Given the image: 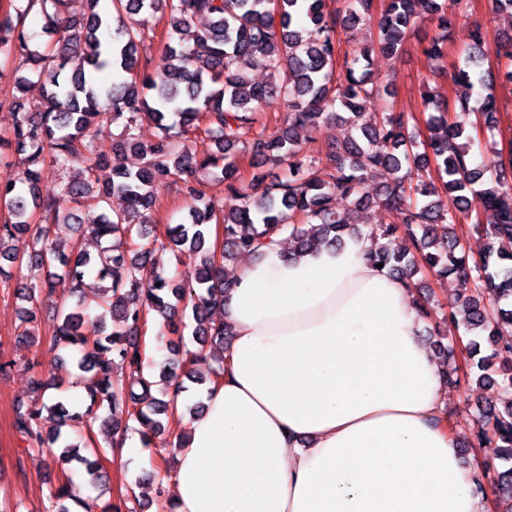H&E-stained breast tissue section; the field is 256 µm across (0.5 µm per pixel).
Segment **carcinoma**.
I'll return each mask as SVG.
<instances>
[{
  "label": "carcinoma",
  "instance_id": "carcinoma-1",
  "mask_svg": "<svg viewBox=\"0 0 512 512\" xmlns=\"http://www.w3.org/2000/svg\"><path fill=\"white\" fill-rule=\"evenodd\" d=\"M0 7V58L19 61L29 76L42 81V102L30 105L18 92L29 76L15 80V93L0 97V109L13 115L8 135L0 137V258L18 265L30 264L46 271L41 281L16 286V298L31 302L36 294L61 287L75 299L53 319L49 349L74 350L79 357L72 367L55 358L53 386L85 389L90 400L82 412L70 411L58 401L41 403L16 413L14 427L30 448L44 451L50 462L85 466L92 485L106 478L101 453L93 461L79 453L87 443L63 439L62 428L82 439L80 432L98 419L93 409L104 408L108 417L125 413L135 423L148 446L164 432L161 417L172 413L175 396L194 381L192 365L211 345L231 339V328L210 318V311L224 306L228 288L226 268L239 256L262 255L274 234H288L296 255L314 246L341 248L345 238L364 236L373 243V260L408 287L423 292V275L471 276L474 288L449 303L448 311L417 302L419 316L470 333L466 345L467 371L443 370L446 382L455 385L475 378L477 386L492 392L474 407L477 447L498 448V458L511 467L494 477L499 512H512V185L505 182L512 171V144L494 149L482 167L472 163L476 139L461 123L448 122L447 112H480L492 128L498 104L486 95L476 109L470 106L475 85L490 87L489 75L477 71L476 62L489 52L511 62L499 75L512 81V37L491 47L482 30L472 32L464 65L450 76L456 87L452 102L439 103L424 95L435 114L427 120L429 136L420 140L416 118L409 112L365 111L366 102H384L394 94L369 77L376 53L398 56L420 20L434 25L424 37V53L431 61L446 52L448 31L464 0H386L376 24H371L373 0H112L122 16L113 24L112 13L98 10L101 0H84L86 12L67 14L68 0H8ZM39 7L42 29L59 35L58 47L31 48L33 35L27 18ZM167 16L163 62L138 54V47L154 37L157 13ZM196 19L204 27L190 30ZM369 26L362 44L338 57L336 34ZM260 58L268 80L256 82L248 75ZM110 71L121 77L104 91L99 74ZM277 95L284 101L282 127L273 132L260 122L265 101ZM144 114L160 136L144 142L135 133L136 119ZM326 120L350 127L340 143H329L319 156L305 155L296 138L299 130L314 131ZM122 126L120 139L106 142L107 131ZM200 131L213 138L218 154L196 158L188 134ZM242 146L259 167H278L282 174L269 181L261 195L237 179L231 149ZM28 153L24 169L16 171L7 149ZM424 151H418V148ZM138 153L143 164L132 170L120 161L125 151ZM83 157L84 167L70 169L73 158ZM228 181L227 200L221 209L200 188L202 176L218 161ZM329 172L318 170L320 165ZM435 165L427 179L413 186L411 169ZM112 166V176L98 186L93 172ZM54 175L65 193L80 206L101 207L89 235L104 241L96 253L82 240L62 242L58 226L76 223L72 215L59 214L52 200L36 194L42 180ZM385 182L376 196L362 192L379 177ZM169 182L187 199L189 220L168 224L165 240L143 242L145 225L151 223L157 199L153 186ZM481 186L484 222L473 228L491 239L479 257L470 256L456 230L460 213L471 214L469 194ZM114 196L125 199L120 211L107 209ZM350 202L340 211L336 198ZM370 203L388 210L404 209L401 224H379L362 232L354 214ZM221 226L220 246L208 244L210 224ZM199 255L195 281L179 283L151 262L156 248L166 245ZM93 273L107 285L86 297V274ZM191 311L196 327L195 352L180 350L184 316ZM111 317L112 332L92 339L83 332L92 323L104 329ZM161 331L178 338L171 351L181 358L161 363L156 382L143 372L141 337L150 317ZM37 315L22 311L17 338L35 342ZM57 419L58 429L43 432V412ZM68 475L58 478L50 491L52 512H71L65 504Z\"/></svg>",
  "mask_w": 512,
  "mask_h": 512
}]
</instances>
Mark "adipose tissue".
<instances>
[{"label":"adipose tissue","instance_id":"ef3b65f1","mask_svg":"<svg viewBox=\"0 0 512 512\" xmlns=\"http://www.w3.org/2000/svg\"><path fill=\"white\" fill-rule=\"evenodd\" d=\"M359 237L271 244L224 299L233 330L202 414L170 435L173 512H487L435 423L443 376L412 291Z\"/></svg>","mask_w":512,"mask_h":512}]
</instances>
